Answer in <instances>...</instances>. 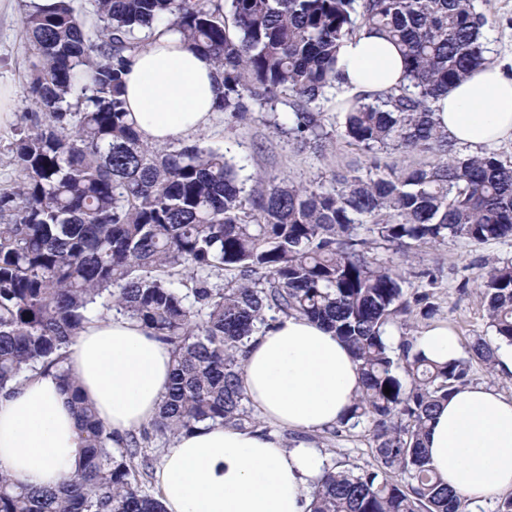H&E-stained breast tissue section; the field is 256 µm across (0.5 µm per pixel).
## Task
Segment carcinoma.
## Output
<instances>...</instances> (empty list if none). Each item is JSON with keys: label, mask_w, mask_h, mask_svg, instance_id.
I'll list each match as a JSON object with an SVG mask.
<instances>
[{"label": "carcinoma", "mask_w": 512, "mask_h": 512, "mask_svg": "<svg viewBox=\"0 0 512 512\" xmlns=\"http://www.w3.org/2000/svg\"><path fill=\"white\" fill-rule=\"evenodd\" d=\"M94 10L91 34L72 0H26L24 98L38 111L14 144L19 180L0 190V393L54 375L71 392L82 462L57 489L0 470V512H165L144 489L146 449L199 424L258 427L242 361L278 316L320 322L347 346L363 391L339 425L367 428L377 462L358 473L324 468L310 512H470L429 466L424 436L471 361L493 366L498 347L479 338L469 359L435 362L410 338L392 346L388 326L428 296L407 297L403 275L355 230L402 253L512 237V165L491 152L448 156L432 108L489 63L473 0H94ZM364 28L399 47L408 83L350 104L341 138L373 156L393 148L435 161L376 165L328 186L258 176L247 189L219 150L152 146L127 121L131 55L175 32L214 66L225 119L272 112L288 95L291 127L270 123L322 150L332 134L314 103L339 78L342 41ZM220 271L217 288L209 278ZM481 294L489 326L512 345V264L491 267ZM112 311L140 322L173 361L159 415L119 440L66 367L80 331Z\"/></svg>", "instance_id": "cac0c4a2"}]
</instances>
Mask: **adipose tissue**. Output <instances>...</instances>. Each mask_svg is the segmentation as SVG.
<instances>
[{"label": "adipose tissue", "instance_id": "1", "mask_svg": "<svg viewBox=\"0 0 512 512\" xmlns=\"http://www.w3.org/2000/svg\"><path fill=\"white\" fill-rule=\"evenodd\" d=\"M338 70L344 103L406 82L398 48L366 28L343 42ZM220 95L212 66L176 33L139 50L125 77L129 118L156 146L205 131ZM436 117L461 144L512 140V74L492 64L475 69L440 96ZM415 347L440 362L459 355L456 334L445 323L422 331ZM68 368L118 439L158 415L173 362L137 320L112 315L79 333ZM243 386L268 422L314 433L346 414L362 379L332 331L291 316L257 338L244 362ZM425 445L440 478L472 504L512 492V397L485 384L458 387L440 403ZM81 448L70 394L53 376H34L0 397V470L37 488H56L77 469ZM323 468L311 443L287 449L259 428L214 425L179 436L154 481L166 512H308L307 484Z\"/></svg>", "mask_w": 512, "mask_h": 512}]
</instances>
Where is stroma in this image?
Returning a JSON list of instances; mask_svg holds the SVG:
<instances>
[{"instance_id":"stroma-1","label":"stroma","mask_w":512,"mask_h":512,"mask_svg":"<svg viewBox=\"0 0 512 512\" xmlns=\"http://www.w3.org/2000/svg\"><path fill=\"white\" fill-rule=\"evenodd\" d=\"M474 5L487 20L483 37L487 57L492 64L512 73V0H474ZM22 16V0H0V85L12 91L9 110L13 114L11 121L0 125V189L10 187L18 178L12 148L25 126L23 113L30 108L23 96V86L32 56ZM266 119V113L256 112L245 122L230 124L223 113L217 112L200 138L233 158L242 166L244 175L277 176L296 184H327L333 175L356 168L364 170L374 163L400 170L426 160L423 154L399 150L372 156L349 146L336 135L328 150L317 153L274 132ZM374 255L401 270L408 294H429L434 306L431 317L416 315L407 326H390V342H399L404 334L419 336L436 323L451 325L464 349L479 337L494 341L495 333L488 325L480 284L491 266L512 263V238L482 244L451 239L436 247L412 249L407 258L383 246L376 248ZM307 439L321 450L327 464L336 463L354 470L376 466L362 430L336 435L326 428L308 434Z\"/></svg>"}]
</instances>
